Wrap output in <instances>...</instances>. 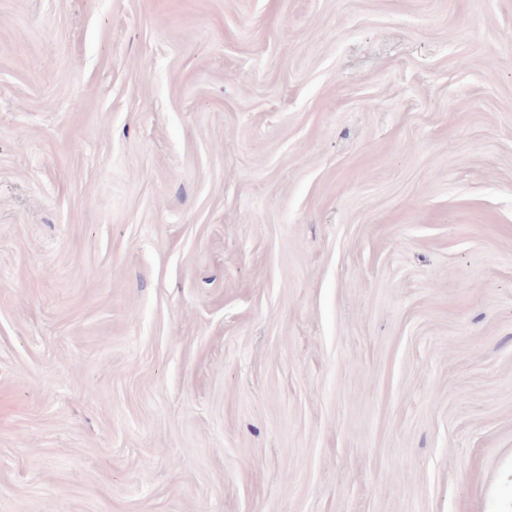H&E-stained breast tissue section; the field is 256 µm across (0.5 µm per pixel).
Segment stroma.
Listing matches in <instances>:
<instances>
[{
  "label": "stroma",
  "instance_id": "1",
  "mask_svg": "<svg viewBox=\"0 0 512 512\" xmlns=\"http://www.w3.org/2000/svg\"><path fill=\"white\" fill-rule=\"evenodd\" d=\"M511 458L512 0H0V512H485Z\"/></svg>",
  "mask_w": 512,
  "mask_h": 512
}]
</instances>
